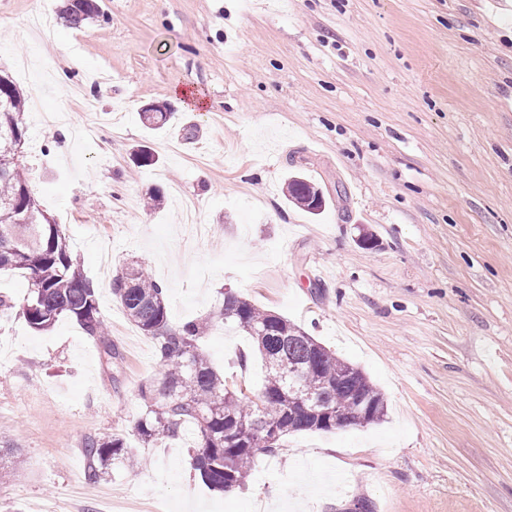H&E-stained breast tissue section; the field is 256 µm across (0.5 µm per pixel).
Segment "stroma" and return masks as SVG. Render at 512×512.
Listing matches in <instances>:
<instances>
[{
    "mask_svg": "<svg viewBox=\"0 0 512 512\" xmlns=\"http://www.w3.org/2000/svg\"><path fill=\"white\" fill-rule=\"evenodd\" d=\"M98 2L48 50L27 22L63 0H0L29 185L120 353L66 317L34 331L27 277L0 273V512H512V0ZM152 103L165 128L143 124ZM143 146L154 165L132 161ZM290 174L322 191L318 218L286 203ZM133 263L172 326L227 290L300 326L370 378L383 421L290 434L244 487H206L184 466L192 434L134 432L160 367L112 295ZM202 346L259 390L246 333L219 322ZM112 434L147 464L88 482L83 444Z\"/></svg>",
    "mask_w": 512,
    "mask_h": 512,
    "instance_id": "obj_1",
    "label": "stroma"
}]
</instances>
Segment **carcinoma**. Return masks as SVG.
Masks as SVG:
<instances>
[{"instance_id":"carcinoma-1","label":"carcinoma","mask_w":512,"mask_h":512,"mask_svg":"<svg viewBox=\"0 0 512 512\" xmlns=\"http://www.w3.org/2000/svg\"><path fill=\"white\" fill-rule=\"evenodd\" d=\"M99 14L97 0H70L61 14L63 22L79 27ZM26 100L12 80L0 81V156L10 152L18 139H26ZM154 127L168 123L170 113L155 105L143 113ZM317 205L307 209L317 214L324 196L313 182L293 176L286 183V198L295 203L304 195ZM0 271L27 275L29 292L22 312L36 331L51 328L61 317L74 320L85 336L103 349L107 360L118 357L106 332L100 312L98 287L73 257L63 225L45 218L44 211L24 176V162L0 174ZM112 294L127 318L155 345L161 369L158 383L141 386L146 410L135 432L144 444L176 439L191 430L196 439L193 467L212 489L230 491L243 485L258 459L276 452L279 442L260 444L263 431L278 438L304 431H332L356 425L360 418L358 399L369 402L363 425L382 420L387 406L381 392L365 373L354 386L346 378L355 365L336 356L288 319L257 307L233 293L224 294L212 321L191 320L179 327L169 323L165 289L147 270L132 266L112 281ZM233 323L252 339L263 360L266 374L259 392L247 396L228 383L199 345L211 322ZM300 370L302 386L326 407L335 410L330 420L316 423L306 415L276 368L281 361ZM88 461L85 477L97 481L109 461L127 463L136 472L140 462L124 438L91 436L84 443Z\"/></svg>"}]
</instances>
